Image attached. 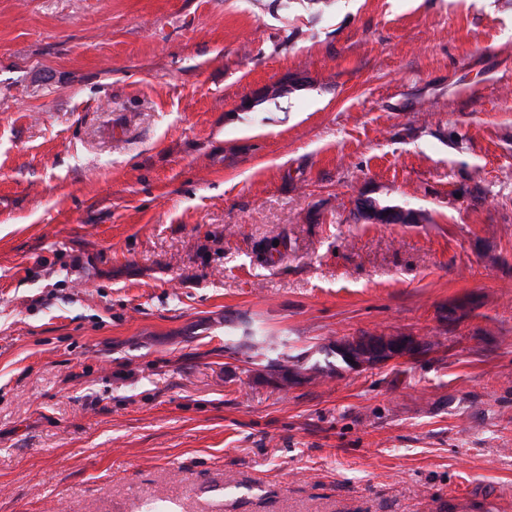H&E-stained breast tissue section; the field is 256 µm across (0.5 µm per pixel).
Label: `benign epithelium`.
<instances>
[{
  "mask_svg": "<svg viewBox=\"0 0 512 512\" xmlns=\"http://www.w3.org/2000/svg\"><path fill=\"white\" fill-rule=\"evenodd\" d=\"M339 345L349 354L355 368L385 364L428 348V342L417 336L385 333L347 337Z\"/></svg>",
  "mask_w": 512,
  "mask_h": 512,
  "instance_id": "1",
  "label": "benign epithelium"
}]
</instances>
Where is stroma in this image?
<instances>
[{"label": "stroma", "mask_w": 512, "mask_h": 512, "mask_svg": "<svg viewBox=\"0 0 512 512\" xmlns=\"http://www.w3.org/2000/svg\"><path fill=\"white\" fill-rule=\"evenodd\" d=\"M158 505L512 512V0H0V512ZM339 345L349 354L354 368L370 367L427 350L428 342L417 336L369 333L347 337Z\"/></svg>", "instance_id": "obj_1"}]
</instances>
